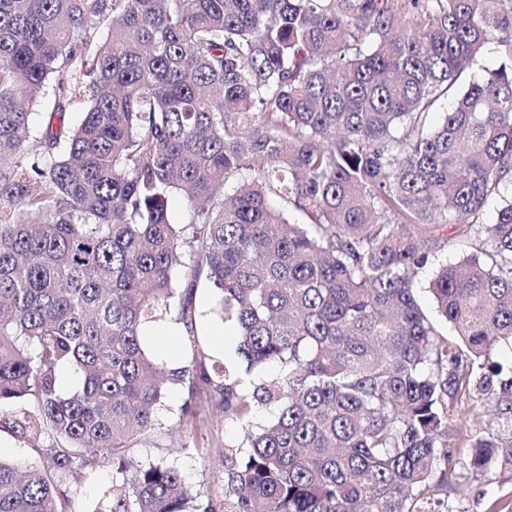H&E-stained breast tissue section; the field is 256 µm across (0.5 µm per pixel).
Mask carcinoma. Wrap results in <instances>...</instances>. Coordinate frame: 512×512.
Instances as JSON below:
<instances>
[{
  "label": "carcinoma",
  "instance_id": "cac0c4a2",
  "mask_svg": "<svg viewBox=\"0 0 512 512\" xmlns=\"http://www.w3.org/2000/svg\"><path fill=\"white\" fill-rule=\"evenodd\" d=\"M511 173L509 0H0V428L41 462L0 459V512H447L448 421L512 422ZM177 385L246 428L201 503L167 463L125 467ZM464 448L512 483V430ZM104 455L121 481L75 507L64 481ZM196 304L197 309L201 313H204V316L202 317V323L205 331H220L219 335H222L224 337L223 342L218 343L215 340V336H208L210 344L216 356H218L219 358H222L224 354L226 356H233L235 346L237 343L235 332L233 328H231L230 326H226L225 328L224 323L220 320V318L215 314L211 313V309L213 308V297L211 291L208 290L207 288L199 290ZM222 331H224V334ZM156 335L158 342L169 348L166 350L165 358L170 364L175 366L185 360L182 350V336L174 335L168 327H157Z\"/></svg>",
  "mask_w": 512,
  "mask_h": 512
}]
</instances>
